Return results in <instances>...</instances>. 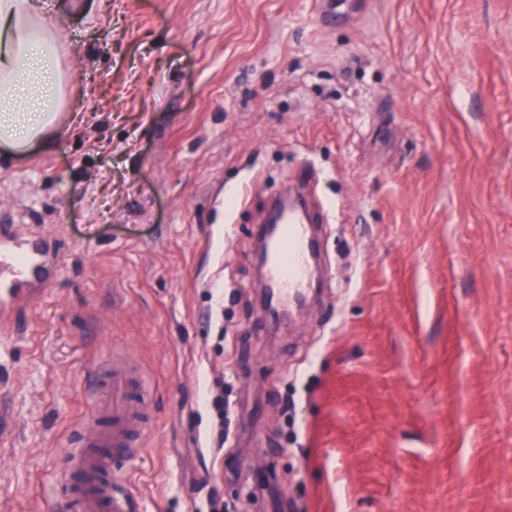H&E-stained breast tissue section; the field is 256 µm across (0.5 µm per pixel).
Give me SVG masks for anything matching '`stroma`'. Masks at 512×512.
<instances>
[{
  "instance_id": "stroma-1",
  "label": "stroma",
  "mask_w": 512,
  "mask_h": 512,
  "mask_svg": "<svg viewBox=\"0 0 512 512\" xmlns=\"http://www.w3.org/2000/svg\"><path fill=\"white\" fill-rule=\"evenodd\" d=\"M73 2L59 127L0 157V226L58 253L0 336V512H49L115 354L132 512H512V0ZM304 171L328 283L276 324L252 252Z\"/></svg>"
}]
</instances>
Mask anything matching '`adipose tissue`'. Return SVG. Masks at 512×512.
<instances>
[{
	"label": "adipose tissue",
	"instance_id": "ef3b65f1",
	"mask_svg": "<svg viewBox=\"0 0 512 512\" xmlns=\"http://www.w3.org/2000/svg\"><path fill=\"white\" fill-rule=\"evenodd\" d=\"M67 99L47 0H0V151L47 143Z\"/></svg>",
	"mask_w": 512,
	"mask_h": 512
}]
</instances>
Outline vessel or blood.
<instances>
[{
  "instance_id": "b4317fda",
  "label": "vessel or blood",
  "mask_w": 512,
  "mask_h": 512,
  "mask_svg": "<svg viewBox=\"0 0 512 512\" xmlns=\"http://www.w3.org/2000/svg\"><path fill=\"white\" fill-rule=\"evenodd\" d=\"M289 202L279 209V222L266 229L269 241L265 279L272 313L278 318L298 314L314 274L311 227L331 219L312 175L289 180ZM54 255L31 242L23 230L0 234V334L16 331L15 316L50 282ZM86 401L91 417L83 423L81 447L73 450L58 480L61 493L50 512H129L127 493L113 481L118 465L140 453L131 443L136 425V400L126 366L116 362L90 377Z\"/></svg>"
}]
</instances>
